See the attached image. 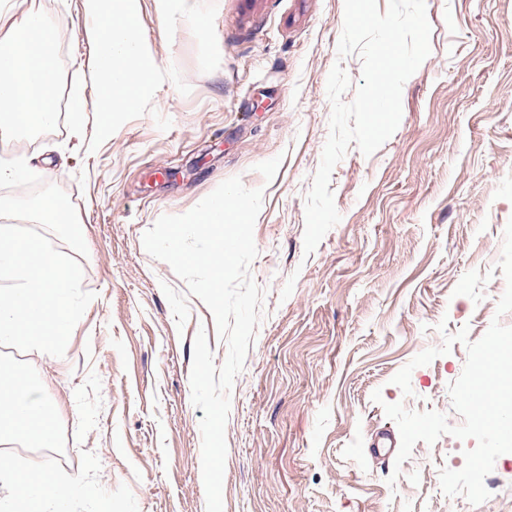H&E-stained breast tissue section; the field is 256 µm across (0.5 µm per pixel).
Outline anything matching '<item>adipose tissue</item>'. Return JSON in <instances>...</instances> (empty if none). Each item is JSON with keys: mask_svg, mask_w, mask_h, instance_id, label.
<instances>
[{"mask_svg": "<svg viewBox=\"0 0 512 512\" xmlns=\"http://www.w3.org/2000/svg\"><path fill=\"white\" fill-rule=\"evenodd\" d=\"M94 42L96 94L73 98L75 112L91 110L104 121L136 111L149 88L155 62L140 37L135 0H84ZM62 30L37 11L0 25V130L43 128L56 119L60 92L54 47ZM74 269L40 240L0 226V341L29 345L69 335L76 318L70 288ZM58 404L21 371H0V440L23 438L54 447ZM68 487L51 463L20 472L0 459V512L24 500L37 512H65Z\"/></svg>", "mask_w": 512, "mask_h": 512, "instance_id": "1", "label": "adipose tissue"}]
</instances>
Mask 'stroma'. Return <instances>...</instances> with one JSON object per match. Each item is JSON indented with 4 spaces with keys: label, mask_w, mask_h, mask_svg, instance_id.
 I'll return each mask as SVG.
<instances>
[{
    "label": "stroma",
    "mask_w": 512,
    "mask_h": 512,
    "mask_svg": "<svg viewBox=\"0 0 512 512\" xmlns=\"http://www.w3.org/2000/svg\"><path fill=\"white\" fill-rule=\"evenodd\" d=\"M29 9L63 29V99L92 98L83 0H0L9 15ZM136 10L156 62L139 111L113 114L108 136L95 113L72 111L46 131L0 134V152L29 164L0 181V225L79 272V313L60 344L0 342V367L28 371L58 402L57 445L19 441L0 457L21 469L51 460L74 486L66 512H206L193 341L205 331L218 366L227 347L142 238L237 176L263 191L250 274L265 296L231 392L224 512H512V453L474 505L445 496L439 474L462 469L475 439L417 442L400 465L370 452L378 431L397 428L386 402L462 424L448 385L464 344L415 368L412 396L393 382L441 345L439 322L473 342L492 320L512 327V312H496L506 281L495 270L512 220V0H426L431 51L403 86L400 124L372 155L353 145L335 167L341 220L309 255L305 196L329 135L328 75L344 68L347 102L362 82L359 56L337 55L344 0H182L173 19L154 0ZM46 193L67 200L75 224L35 220L31 200ZM473 270L492 274L478 303L454 293Z\"/></svg>",
    "instance_id": "stroma-1"
}]
</instances>
